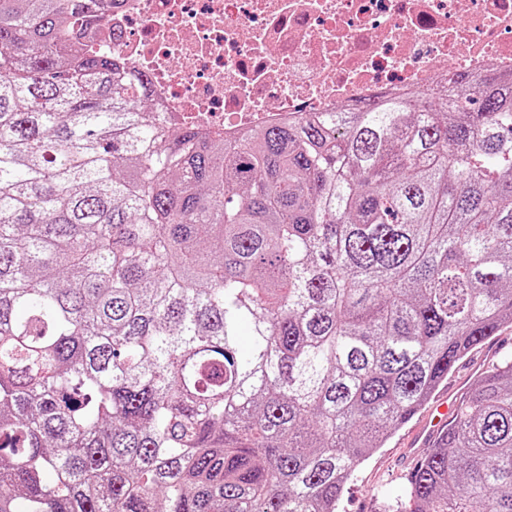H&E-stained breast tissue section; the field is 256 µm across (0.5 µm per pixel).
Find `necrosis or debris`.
I'll use <instances>...</instances> for the list:
<instances>
[{
  "mask_svg": "<svg viewBox=\"0 0 512 512\" xmlns=\"http://www.w3.org/2000/svg\"><path fill=\"white\" fill-rule=\"evenodd\" d=\"M149 81L170 127L235 137L288 114L512 71V0H111L76 40Z\"/></svg>",
  "mask_w": 512,
  "mask_h": 512,
  "instance_id": "obj_1",
  "label": "necrosis or debris"
}]
</instances>
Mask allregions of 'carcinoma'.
Wrapping results in <instances>:
<instances>
[{
  "instance_id": "cac0c4a2",
  "label": "carcinoma",
  "mask_w": 512,
  "mask_h": 512,
  "mask_svg": "<svg viewBox=\"0 0 512 512\" xmlns=\"http://www.w3.org/2000/svg\"><path fill=\"white\" fill-rule=\"evenodd\" d=\"M105 18L0 0V512H336L512 324V74L229 142L66 45ZM392 512H512V355Z\"/></svg>"
}]
</instances>
